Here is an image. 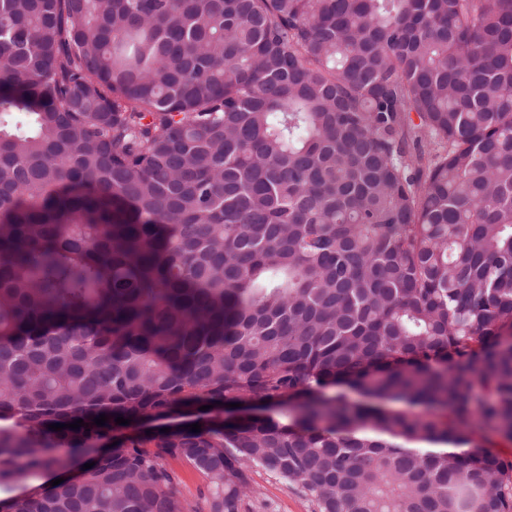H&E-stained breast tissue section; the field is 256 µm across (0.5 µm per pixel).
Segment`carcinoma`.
<instances>
[{"label": "carcinoma", "mask_w": 512, "mask_h": 512, "mask_svg": "<svg viewBox=\"0 0 512 512\" xmlns=\"http://www.w3.org/2000/svg\"><path fill=\"white\" fill-rule=\"evenodd\" d=\"M510 329L512 0H0L10 512H512ZM170 466L176 471L179 477L177 490L181 497H183L191 505L195 506L200 502V492L203 489V479L201 476L190 466L170 461ZM254 496L249 512H317L316 502L298 484L253 467Z\"/></svg>", "instance_id": "carcinoma-1"}]
</instances>
